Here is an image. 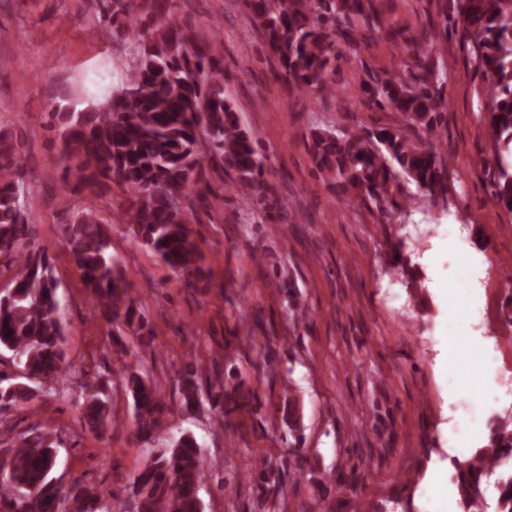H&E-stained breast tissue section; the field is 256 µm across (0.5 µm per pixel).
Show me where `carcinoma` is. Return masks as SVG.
I'll return each mask as SVG.
<instances>
[{"instance_id": "carcinoma-1", "label": "carcinoma", "mask_w": 512, "mask_h": 512, "mask_svg": "<svg viewBox=\"0 0 512 512\" xmlns=\"http://www.w3.org/2000/svg\"><path fill=\"white\" fill-rule=\"evenodd\" d=\"M176 0H102L96 27L111 25L128 33L135 49L126 84L112 90L105 110L92 105L83 110L59 107L55 113L60 133L59 160L64 178L76 186L102 191L114 183L126 187L120 209L88 205L66 227L64 248L80 273L83 288L102 301V317L139 333L143 327L130 288L117 273L109 254L104 225L116 219L132 226L141 243L175 273L189 275L198 261L190 224L195 221L187 199L197 191L204 165L230 175L231 187L248 202L264 205L265 221L295 223L297 214L279 210L268 165L243 128L237 106L224 92L222 23L212 21L211 38L198 39L191 30L170 21ZM251 24L263 35L277 57L280 77L288 92L336 93V40L350 46L382 34L374 0H237ZM452 15L442 8L439 26L428 23L420 39L402 52L411 66L384 77L361 82L365 98L380 109L401 116L399 124L359 133H335L316 128L311 150L319 170L336 197L349 202H375L394 210L412 199L404 187L412 184L431 195L445 191L446 162L438 160L433 143L440 140L442 109L446 104L437 86L443 74L435 62L434 47L461 27L473 47L475 68L484 81L485 112L492 171L490 195L512 214V0H459ZM20 158L14 138L0 130V257L14 264L16 285L0 296V350L11 353L18 372L0 370V403L28 402L35 388L52 390L63 379L65 332L50 257L23 247L28 219L23 210ZM392 270L400 273L416 307H429L423 271L410 264L400 245H389ZM187 378L179 387L187 409L208 397L224 412V427L238 412L261 408L257 393L240 379L206 380L205 367L188 358ZM82 416L88 428L101 431L116 424L110 398L94 383L84 385ZM138 435L151 440L166 417L149 382L138 372L127 377ZM283 420L300 430V411L286 403ZM512 421L497 423L486 443L474 449L465 466L455 464L456 485L463 512H485V484L496 477L495 512H512ZM55 442L52 433L28 436L0 457V512H59L60 489L53 476ZM205 457L196 439L183 433L166 448L151 454L133 478L135 512H203L199 481ZM292 466L275 470L263 465L249 476L256 495H284ZM361 470L321 476L325 482L355 493ZM69 497L84 505L103 498L100 490L81 481L69 488ZM385 497L375 507L352 497L343 501L351 512H384Z\"/></svg>"}]
</instances>
